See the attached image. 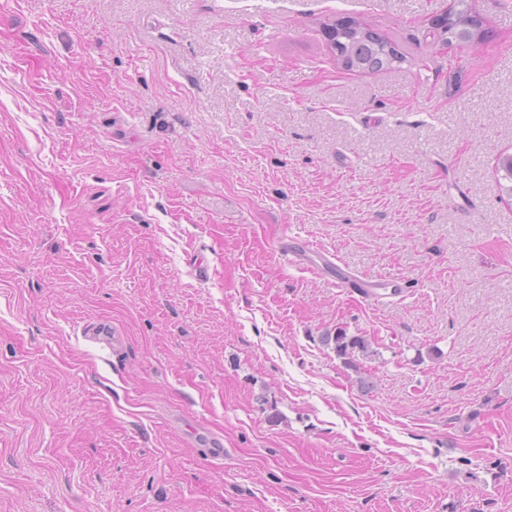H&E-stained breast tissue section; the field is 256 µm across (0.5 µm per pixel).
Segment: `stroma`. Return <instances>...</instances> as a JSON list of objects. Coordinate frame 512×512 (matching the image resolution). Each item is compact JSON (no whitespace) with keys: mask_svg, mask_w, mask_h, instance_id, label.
<instances>
[{"mask_svg":"<svg viewBox=\"0 0 512 512\" xmlns=\"http://www.w3.org/2000/svg\"><path fill=\"white\" fill-rule=\"evenodd\" d=\"M469 2L449 47L452 0H0V512H512V0ZM327 37L348 71L379 72L405 60L390 41L356 20L336 21L327 28ZM289 259L295 258L301 264L316 275L330 274L336 279V285L348 288L351 292L361 295L362 298L393 297L398 296L406 288L404 281L398 277L364 278L347 272L337 262L320 251L306 240L292 238L288 244ZM316 257L318 262L313 260ZM333 341L334 349L339 356L352 358L356 351L367 355L370 351V344L362 336H347L346 331L339 329L336 336H328L327 342Z\"/></svg>","mask_w":512,"mask_h":512,"instance_id":"obj_1","label":"stroma"}]
</instances>
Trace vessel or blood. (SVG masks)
Here are the masks:
<instances>
[{"mask_svg":"<svg viewBox=\"0 0 512 512\" xmlns=\"http://www.w3.org/2000/svg\"><path fill=\"white\" fill-rule=\"evenodd\" d=\"M289 258L305 264L307 269L316 275H331L335 278L338 287L350 289L351 292L361 295L362 298L393 297L400 295L405 283L398 277L364 278L347 272L331 257L308 241L292 239L288 245Z\"/></svg>","mask_w":512,"mask_h":512,"instance_id":"obj_1","label":"vessel or blood"}]
</instances>
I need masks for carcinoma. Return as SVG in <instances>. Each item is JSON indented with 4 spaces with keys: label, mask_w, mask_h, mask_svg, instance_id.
Returning a JSON list of instances; mask_svg holds the SVG:
<instances>
[{
    "label": "carcinoma",
    "mask_w": 512,
    "mask_h": 512,
    "mask_svg": "<svg viewBox=\"0 0 512 512\" xmlns=\"http://www.w3.org/2000/svg\"><path fill=\"white\" fill-rule=\"evenodd\" d=\"M327 37L336 58L348 71L379 72L405 60V56L387 39L356 20L338 21L327 28ZM336 353L351 358L355 353H370V344L361 336H349L339 329L327 337Z\"/></svg>",
    "instance_id": "1"
}]
</instances>
